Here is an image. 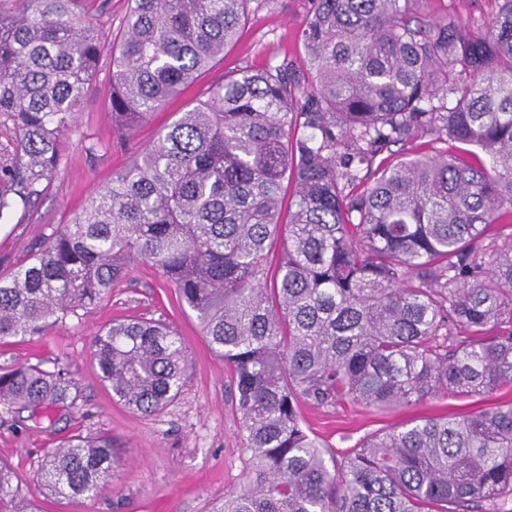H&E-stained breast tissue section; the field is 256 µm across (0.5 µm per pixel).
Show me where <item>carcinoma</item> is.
<instances>
[{"label": "carcinoma", "mask_w": 512, "mask_h": 512, "mask_svg": "<svg viewBox=\"0 0 512 512\" xmlns=\"http://www.w3.org/2000/svg\"><path fill=\"white\" fill-rule=\"evenodd\" d=\"M78 2L0 9V220L50 182L103 53L112 124L129 134L271 0H132L112 41ZM416 2L311 0L305 70L224 73L0 277L9 344L101 302L135 262L161 271L233 371L248 482L217 512H495L485 504L512 495V401L415 419L339 459L300 416L304 402L388 411L512 386V232L477 248L512 219V0H495L482 33ZM427 135L454 150L385 155ZM91 358L144 416L176 399L187 370L181 337L153 319L112 322ZM70 398L61 370L0 371L1 407ZM113 457L105 438H73L37 482L90 500ZM0 512H41L1 461Z\"/></svg>", "instance_id": "cac0c4a2"}]
</instances>
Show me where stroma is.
Returning a JSON list of instances; mask_svg holds the SVG:
<instances>
[{
    "mask_svg": "<svg viewBox=\"0 0 512 512\" xmlns=\"http://www.w3.org/2000/svg\"><path fill=\"white\" fill-rule=\"evenodd\" d=\"M128 0H83L81 15L110 33H119ZM310 0H274L252 14L223 61L169 102L130 135L112 126L108 100L112 63L102 54L76 123L67 134L64 158L48 189L25 211L0 221V276L37 253L59 224L84 212L97 190L125 170L146 150L177 112L221 82L225 71L257 69L304 56L300 31ZM419 12L435 17H463L482 24L496 10L495 0H422ZM161 319L179 331L188 369L180 395L161 412L140 416L112 397L91 363L94 334L119 319ZM42 363L68 370L73 405L36 420L28 412L0 408V460L13 470L19 493L37 500L42 512H213L225 494L246 481L239 416L227 365L210 350L194 314L182 303L161 272L137 262L102 304L68 317L44 334L0 346V368ZM512 400V388L488 396H439L388 412L341 402L319 407L303 404L301 415L312 436L344 453L367 435L411 419L468 413ZM103 434L119 450L112 476L101 493L83 504L50 495L36 481L46 454L74 434Z\"/></svg>",
    "mask_w": 512,
    "mask_h": 512,
    "instance_id": "1",
    "label": "stroma"
}]
</instances>
